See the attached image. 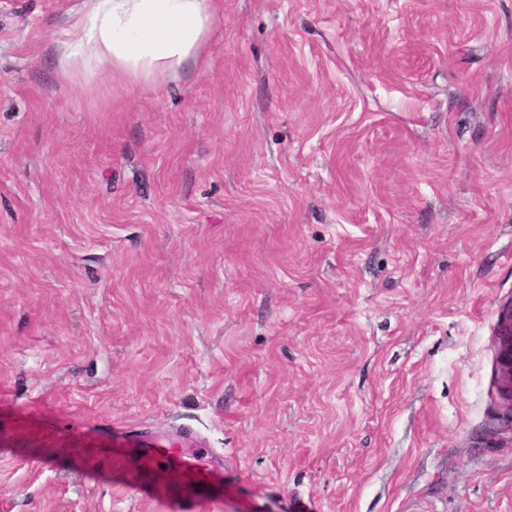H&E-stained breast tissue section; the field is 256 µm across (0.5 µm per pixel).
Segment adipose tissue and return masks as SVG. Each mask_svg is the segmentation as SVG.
<instances>
[{"mask_svg":"<svg viewBox=\"0 0 512 512\" xmlns=\"http://www.w3.org/2000/svg\"><path fill=\"white\" fill-rule=\"evenodd\" d=\"M213 0H83L55 41L61 77L108 72L149 88L196 66L214 32Z\"/></svg>","mask_w":512,"mask_h":512,"instance_id":"ef3b65f1","label":"adipose tissue"}]
</instances>
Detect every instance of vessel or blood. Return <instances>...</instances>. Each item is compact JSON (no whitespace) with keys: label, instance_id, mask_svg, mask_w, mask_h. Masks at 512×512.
Returning <instances> with one entry per match:
<instances>
[{"label":"vessel or blood","instance_id":"1","mask_svg":"<svg viewBox=\"0 0 512 512\" xmlns=\"http://www.w3.org/2000/svg\"><path fill=\"white\" fill-rule=\"evenodd\" d=\"M126 445L132 448L148 486L173 477L166 493L167 512H211L212 508L223 507L214 488L223 481L224 471L203 439L179 430L157 434L136 429L130 431Z\"/></svg>","mask_w":512,"mask_h":512}]
</instances>
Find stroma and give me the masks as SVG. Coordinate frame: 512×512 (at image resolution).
Segmentation results:
<instances>
[{"label": "stroma", "mask_w": 512, "mask_h": 512, "mask_svg": "<svg viewBox=\"0 0 512 512\" xmlns=\"http://www.w3.org/2000/svg\"><path fill=\"white\" fill-rule=\"evenodd\" d=\"M196 70L63 79L0 0V512H512V0H216ZM125 434H129L126 448H132L148 486L163 482L168 473L174 477L164 503L169 512L224 510V500L214 498V487L224 480V470L203 439L179 430L157 434L136 429Z\"/></svg>", "instance_id": "1"}]
</instances>
